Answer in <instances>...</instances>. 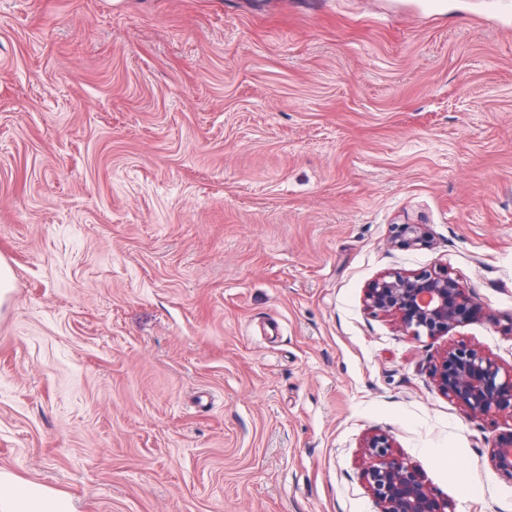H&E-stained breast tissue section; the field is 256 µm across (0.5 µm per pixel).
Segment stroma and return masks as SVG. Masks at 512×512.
Returning <instances> with one entry per match:
<instances>
[{
  "mask_svg": "<svg viewBox=\"0 0 512 512\" xmlns=\"http://www.w3.org/2000/svg\"><path fill=\"white\" fill-rule=\"evenodd\" d=\"M488 2L0 0V468L77 512H381L377 433L450 512H512V418L432 377L458 343L512 367ZM440 266L489 319L366 309ZM491 464L495 471L512 478V433L496 441L492 448Z\"/></svg>",
  "mask_w": 512,
  "mask_h": 512,
  "instance_id": "1",
  "label": "stroma"
}]
</instances>
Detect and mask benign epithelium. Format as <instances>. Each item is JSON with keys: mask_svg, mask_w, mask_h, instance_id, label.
Returning <instances> with one entry per match:
<instances>
[{"mask_svg": "<svg viewBox=\"0 0 512 512\" xmlns=\"http://www.w3.org/2000/svg\"><path fill=\"white\" fill-rule=\"evenodd\" d=\"M402 242L422 246L429 233L423 224L401 225ZM364 302L374 314L391 316L407 336H438L458 327L491 319L483 307L465 296L464 288L446 268L390 273L366 289ZM439 390L455 400L470 419L512 418V368L504 369L483 351L461 343L434 365ZM384 434L363 444L364 477L382 512H447L425 485L419 472L396 456ZM495 471L512 478V434L496 441L491 453Z\"/></svg>", "mask_w": 512, "mask_h": 512, "instance_id": "1", "label": "benign epithelium"}]
</instances>
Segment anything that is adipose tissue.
I'll use <instances>...</instances> for the list:
<instances>
[{
	"label": "adipose tissue",
	"mask_w": 512,
	"mask_h": 512,
	"mask_svg": "<svg viewBox=\"0 0 512 512\" xmlns=\"http://www.w3.org/2000/svg\"><path fill=\"white\" fill-rule=\"evenodd\" d=\"M0 512H74L69 492L0 470Z\"/></svg>",
	"instance_id": "1"
}]
</instances>
